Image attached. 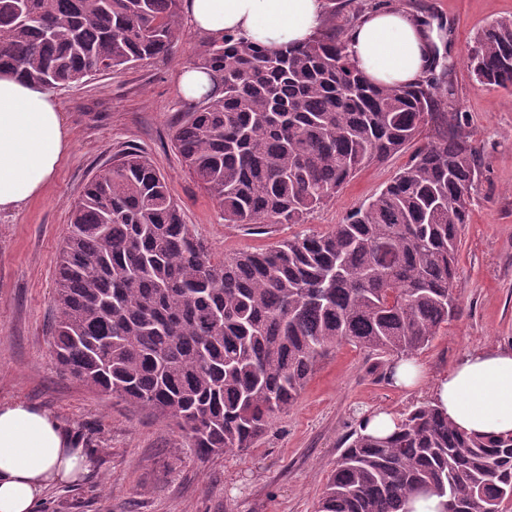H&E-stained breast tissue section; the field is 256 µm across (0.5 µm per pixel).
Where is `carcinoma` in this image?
Segmentation results:
<instances>
[{
    "label": "carcinoma",
    "instance_id": "obj_1",
    "mask_svg": "<svg viewBox=\"0 0 512 512\" xmlns=\"http://www.w3.org/2000/svg\"><path fill=\"white\" fill-rule=\"evenodd\" d=\"M0 0V73L68 87L168 58L181 0ZM478 86L512 93V18L488 24L469 58ZM193 68L210 89L173 144L226 224H304L361 168L408 148L384 189L330 230L215 256L165 177L120 153L72 206L60 251L52 346L74 378L172 422L205 459L253 445L343 342L408 356L459 312L462 225L478 177L450 86L371 84L334 31L271 54L232 36ZM435 125V136L422 139ZM317 512H400L425 493L460 512L512 499V436H472L425 404L380 438L355 432Z\"/></svg>",
    "mask_w": 512,
    "mask_h": 512
}]
</instances>
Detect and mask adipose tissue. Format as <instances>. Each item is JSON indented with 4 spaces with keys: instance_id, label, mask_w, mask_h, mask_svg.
Returning <instances> with one entry per match:
<instances>
[{
    "instance_id": "1",
    "label": "adipose tissue",
    "mask_w": 512,
    "mask_h": 512,
    "mask_svg": "<svg viewBox=\"0 0 512 512\" xmlns=\"http://www.w3.org/2000/svg\"><path fill=\"white\" fill-rule=\"evenodd\" d=\"M184 10L195 30L215 40L229 33L271 52L310 41L326 20V0H184ZM346 46L361 72L387 87L428 79L454 51L443 31L393 7L362 16ZM67 149L52 96L0 74V210L35 196ZM430 403L466 433H512V349L466 352L435 377ZM95 465V451L52 414L23 402L0 404V512H37L49 487L78 483Z\"/></svg>"
}]
</instances>
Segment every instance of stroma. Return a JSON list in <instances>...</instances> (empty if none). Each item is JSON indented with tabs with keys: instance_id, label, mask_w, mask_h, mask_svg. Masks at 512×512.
<instances>
[{
	"instance_id": "35a3bbf8",
	"label": "stroma",
	"mask_w": 512,
	"mask_h": 512,
	"mask_svg": "<svg viewBox=\"0 0 512 512\" xmlns=\"http://www.w3.org/2000/svg\"><path fill=\"white\" fill-rule=\"evenodd\" d=\"M384 5L407 6L450 27L453 94L441 109L468 116L478 150L480 175L458 252L460 312L417 354L434 375L467 351L512 347V97L481 89L468 66L477 33L494 20L512 18V0H327V24L342 38L363 13ZM208 44L187 26L167 61L53 91L69 148L35 197L0 211V404L43 409L97 450L96 466L83 482L48 490L40 512H315L346 438L363 417L376 410L402 415L429 400L427 387L394 385L395 357L345 343L318 364L296 404L276 414L251 448L202 461L184 448L169 421L88 389L55 360L52 288L70 209L118 151L136 149L151 158L186 223L216 256L268 248L292 233L284 224L260 233L224 223L172 146L173 127L188 106L178 75ZM406 160L398 154L356 173L331 203L309 216L307 229L323 232L341 223Z\"/></svg>"
}]
</instances>
